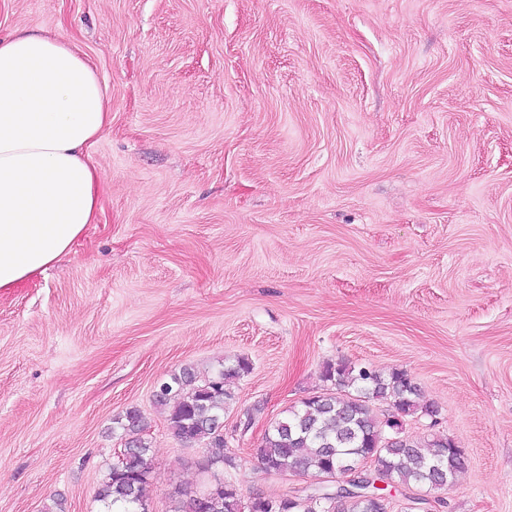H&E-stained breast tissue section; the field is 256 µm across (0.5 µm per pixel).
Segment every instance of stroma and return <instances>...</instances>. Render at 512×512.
<instances>
[{
    "instance_id": "1",
    "label": "stroma",
    "mask_w": 512,
    "mask_h": 512,
    "mask_svg": "<svg viewBox=\"0 0 512 512\" xmlns=\"http://www.w3.org/2000/svg\"><path fill=\"white\" fill-rule=\"evenodd\" d=\"M22 27L87 55L112 123L97 223L0 294V512H103L129 409L149 512L305 496L254 450L342 361L407 373L437 414L403 436L463 451L388 512H512V0H0ZM235 356L209 468L153 394Z\"/></svg>"
}]
</instances>
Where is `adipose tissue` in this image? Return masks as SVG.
<instances>
[{"label": "adipose tissue", "mask_w": 512, "mask_h": 512, "mask_svg": "<svg viewBox=\"0 0 512 512\" xmlns=\"http://www.w3.org/2000/svg\"><path fill=\"white\" fill-rule=\"evenodd\" d=\"M111 122L106 87L73 42L0 35V293L44 274L96 223L89 148Z\"/></svg>", "instance_id": "adipose-tissue-1"}]
</instances>
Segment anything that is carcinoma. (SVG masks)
Here are the masks:
<instances>
[{
	"instance_id": "carcinoma-1",
	"label": "carcinoma",
	"mask_w": 512,
	"mask_h": 512,
	"mask_svg": "<svg viewBox=\"0 0 512 512\" xmlns=\"http://www.w3.org/2000/svg\"><path fill=\"white\" fill-rule=\"evenodd\" d=\"M250 369L247 358L237 357L217 375L200 382L195 370L187 366L161 384L155 394L157 406L168 410L167 421L174 435L184 443L204 444L209 466L233 465L224 457V409L230 398L225 386ZM322 378L329 386L286 410L265 429L255 448L265 470L341 475L356 460L353 449L357 448L372 457L380 477L434 491L463 465L462 451L446 436L422 441L397 432L385 435L384 428L399 425L400 417L438 413L433 405L420 402L417 386L406 373L382 375L339 362L327 365ZM349 388L357 395L348 393ZM373 401L388 405L386 419L374 412ZM145 430V418L136 409L113 421L112 433L124 442L127 455L95 491V500L105 512H142L141 505L149 499L150 442L144 437ZM370 487L372 483L359 479L346 488L336 487L334 498L323 492L291 500L256 498L246 502L234 485L218 482L201 493H182L173 512H386L385 506L361 499L372 493Z\"/></svg>"
}]
</instances>
